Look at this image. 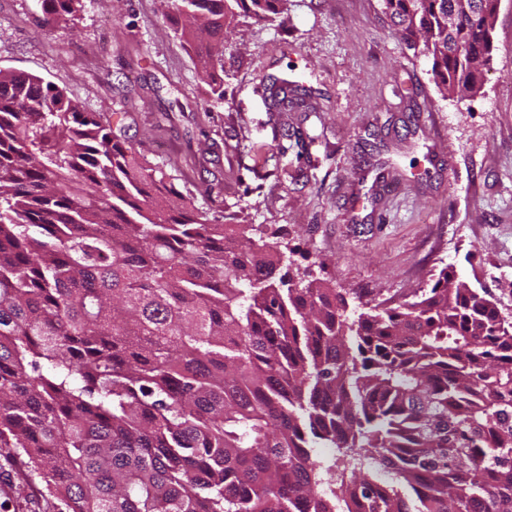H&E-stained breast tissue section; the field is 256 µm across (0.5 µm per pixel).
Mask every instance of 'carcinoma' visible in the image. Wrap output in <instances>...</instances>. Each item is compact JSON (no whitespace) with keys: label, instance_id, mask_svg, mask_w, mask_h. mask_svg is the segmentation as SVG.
I'll return each instance as SVG.
<instances>
[{"label":"carcinoma","instance_id":"1","mask_svg":"<svg viewBox=\"0 0 512 512\" xmlns=\"http://www.w3.org/2000/svg\"><path fill=\"white\" fill-rule=\"evenodd\" d=\"M56 27L82 0H37ZM443 96L479 89L496 0H382ZM240 5L168 0L224 98ZM456 26L448 30V16ZM277 112L311 108L288 79ZM40 78L0 76V448L65 512H512V321L443 268L352 319L248 227ZM361 467L324 484L306 444Z\"/></svg>","mask_w":512,"mask_h":512}]
</instances>
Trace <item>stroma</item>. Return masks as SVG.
I'll return each instance as SVG.
<instances>
[{"mask_svg":"<svg viewBox=\"0 0 512 512\" xmlns=\"http://www.w3.org/2000/svg\"><path fill=\"white\" fill-rule=\"evenodd\" d=\"M164 0H85L47 28L36 0H0V70L53 83L158 164L197 207L230 211L334 285L357 316L430 287L441 268L512 316V0L480 91L442 97L428 58L381 0H291L224 37L208 96ZM299 82L313 111L271 112L263 80ZM0 448V512H45V483Z\"/></svg>","mask_w":512,"mask_h":512,"instance_id":"obj_1","label":"stroma"}]
</instances>
